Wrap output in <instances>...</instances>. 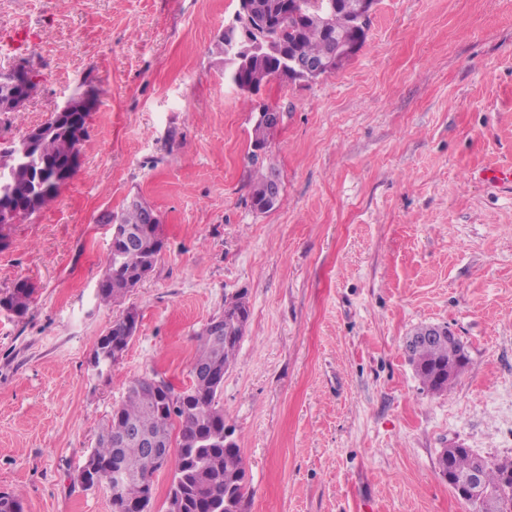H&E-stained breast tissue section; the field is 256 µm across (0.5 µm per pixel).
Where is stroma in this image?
Here are the masks:
<instances>
[{
	"label": "stroma",
	"mask_w": 512,
	"mask_h": 512,
	"mask_svg": "<svg viewBox=\"0 0 512 512\" xmlns=\"http://www.w3.org/2000/svg\"><path fill=\"white\" fill-rule=\"evenodd\" d=\"M238 0H0V46L37 63L0 149L85 81L98 92L60 195L0 230V493L23 512H112L78 473L128 384L190 387L197 336L242 293L250 316L224 374V423L247 464L246 512H473L441 477L454 444L512 458V0H379L367 41L314 82L259 94L213 42ZM285 111L267 149L283 192L253 210L254 108ZM140 195L163 250L121 300L97 284ZM138 329L110 373L90 359L126 309ZM448 326L469 363L449 391L405 341ZM34 294L32 285L25 281L17 283L16 288L4 298H0V307L13 312L18 316H23L27 313L29 304Z\"/></svg>",
	"instance_id": "obj_1"
}]
</instances>
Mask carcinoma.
Here are the masks:
<instances>
[{
    "mask_svg": "<svg viewBox=\"0 0 512 512\" xmlns=\"http://www.w3.org/2000/svg\"><path fill=\"white\" fill-rule=\"evenodd\" d=\"M265 11L251 17L250 34L253 51L233 58V50L223 48L228 56L227 79L238 89L260 91L271 79L288 69L289 60L297 55H318L332 44L333 35L362 47L369 23H362L345 12V0H260ZM47 133L28 155L15 156L9 167L0 173V196L24 204L27 198L39 196V207L53 202L66 181L55 178L65 168L75 151V142L63 125L51 119ZM274 130L254 122L249 134L252 152L249 161L256 174L249 183L253 209L268 210L265 189L268 169L255 154L266 148ZM117 229L112 231L106 257V272L98 283L97 296L104 303L122 298L131 287L152 270L160 256L163 241L154 230L144 234L135 248L126 245L122 233L130 226L143 225L142 213L125 209L118 216ZM34 294L25 281L4 298L0 307L18 316L27 313ZM224 313H241L249 317L248 300L243 294L224 299ZM244 330L231 322L224 323V337L214 340L208 332L198 335L199 350L188 390L177 393L170 384L155 393L141 386L137 379L128 386L124 401L112 410L102 426L95 448L89 453L80 473V482L92 488L101 482L112 484V464L120 462L127 478L121 497L127 503L149 508L148 496L153 474L161 468L154 455L128 447L123 452L112 448V441L123 437L135 425L141 430L178 445L177 467L169 492L179 503L180 512H245L247 471L241 449L233 440H224V411L217 396L224 385V371L233 361ZM130 337L119 336L109 328L99 339L90 364L100 370L112 365L114 343L128 345ZM410 364L427 391L441 394L448 390L468 364L466 346L454 335L437 336L419 342L407 352ZM439 467H448L459 476L481 468V491L470 500L476 512H512V482L503 479V472L512 469V459L489 460L470 449H448V456L438 460Z\"/></svg>",
    "mask_w": 512,
    "mask_h": 512,
    "instance_id": "carcinoma-1",
    "label": "carcinoma"
}]
</instances>
